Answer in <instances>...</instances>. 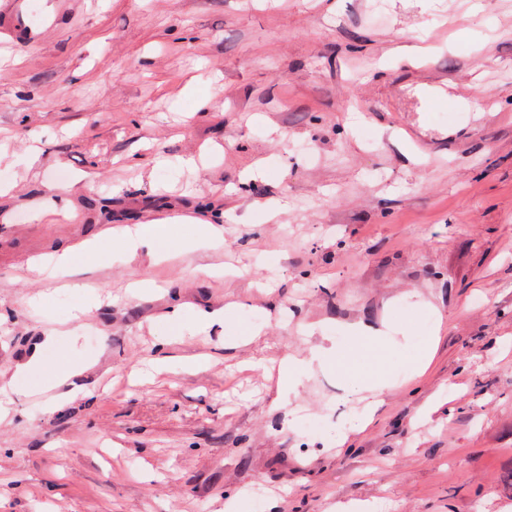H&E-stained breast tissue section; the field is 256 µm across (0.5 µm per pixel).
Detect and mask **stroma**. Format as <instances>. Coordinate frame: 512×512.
<instances>
[{
	"label": "stroma",
	"instance_id": "stroma-1",
	"mask_svg": "<svg viewBox=\"0 0 512 512\" xmlns=\"http://www.w3.org/2000/svg\"><path fill=\"white\" fill-rule=\"evenodd\" d=\"M0 184V371L58 339L0 422V512H512V0H69L0 42ZM151 221L170 259L25 273ZM359 322L387 382L361 431L350 375L269 373ZM99 237L100 235H97L94 238L83 240L78 245L58 248L46 258L30 263L28 269L30 272H40V268L44 264H53L60 268L69 267L76 258L78 251L94 255L98 249Z\"/></svg>",
	"mask_w": 512,
	"mask_h": 512
}]
</instances>
